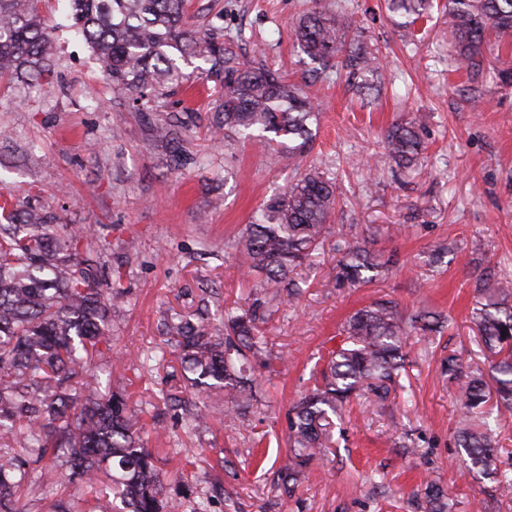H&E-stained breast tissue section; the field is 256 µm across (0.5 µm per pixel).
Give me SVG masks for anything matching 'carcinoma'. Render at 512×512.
<instances>
[{"mask_svg": "<svg viewBox=\"0 0 512 512\" xmlns=\"http://www.w3.org/2000/svg\"><path fill=\"white\" fill-rule=\"evenodd\" d=\"M75 34L90 47L112 90L141 109L164 89L187 80L183 66L199 60L224 74L222 120L227 137L277 144L280 160L294 162L309 147L318 106L295 86L264 67L243 66L224 42L202 37L187 20L186 0H65ZM408 28L431 14L433 0H383ZM41 0H0V83L27 71L38 81L51 72L50 39ZM448 29L461 60L483 69L495 41L512 35V0H447ZM343 11L312 10L297 21L300 52L312 61L341 60L348 81L372 89L380 79L376 52L349 36ZM423 116L392 124L384 136L385 158L413 169L423 151ZM336 182L320 168L305 170L288 188L263 202L255 221L232 242L239 266L273 288L270 298L247 307H224L221 336L175 313L166 316L159 349L175 352L186 381L199 390L224 391V414L244 416L257 402L250 361L261 354L270 303L302 292L297 269L309 266L324 241L336 234V282L356 286L385 268L381 256L352 242L344 228L331 231ZM0 218L20 227L0 232V512H25L20 496L34 484L75 487L53 512H181L183 501L168 492L145 427L120 392L103 393L87 380L101 361L125 377V363L112 357L111 307L122 291L100 287L86 257V236L62 235L34 211L3 201ZM472 324L489 359L488 370H462L448 355L445 372L456 389L461 416L457 439L466 454L463 473L488 479L502 496L512 494V466L503 460L494 413L512 409V286L492 274L479 280ZM450 325L443 317L407 313L378 298L355 310L339 328L341 340L320 357L301 397L288 409L291 453L280 471V489L293 497L312 464L324 459L332 417L360 395L384 401L403 388L411 336L431 342ZM213 417L207 406L185 415L193 430ZM422 512H458L436 483L426 485Z\"/></svg>", "mask_w": 512, "mask_h": 512, "instance_id": "carcinoma-1", "label": "carcinoma"}]
</instances>
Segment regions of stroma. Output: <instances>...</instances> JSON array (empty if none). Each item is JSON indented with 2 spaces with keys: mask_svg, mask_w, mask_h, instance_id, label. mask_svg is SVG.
<instances>
[{
  "mask_svg": "<svg viewBox=\"0 0 512 512\" xmlns=\"http://www.w3.org/2000/svg\"><path fill=\"white\" fill-rule=\"evenodd\" d=\"M344 5L376 49L383 77L359 95L339 67L320 68L294 45L295 24L311 7ZM63 0H43L53 25L50 76L0 88V200L83 229L103 279L119 275L128 301L112 310V347L140 355L162 345L165 314L247 305L257 290L230 245L267 199L309 164L339 187L336 224L361 233L394 267L367 284H336L339 258L327 239L313 267L300 270L299 301L274 302L265 325L266 358L256 362L261 404L249 419L220 417L185 433L180 412L163 407L160 389H185L179 360L113 381L131 410L146 409L149 435L170 493L212 497V512H418L428 482L439 483L469 512H512L489 482L460 476L455 431L459 409L443 372L448 353L484 364L470 329L475 284L486 272L512 282V41L472 75L454 52L448 15L435 5L427 21L398 26L381 0H190L201 29L230 39L241 61L263 63L321 106L318 135L296 164L277 163L236 138L213 136L224 93L221 78L189 80L138 111L96 68L84 41L63 29ZM421 112L424 150L411 173L383 161L388 127ZM191 116L188 136L157 140L158 122ZM403 234H394L397 225ZM392 298L408 311L433 310L450 321L433 345L412 346L402 393L362 399L330 428L329 453L294 496L275 488L289 447L288 406L307 387L319 356L356 309Z\"/></svg>",
  "mask_w": 512,
  "mask_h": 512,
  "instance_id": "35a3bbf8",
  "label": "stroma"
}]
</instances>
